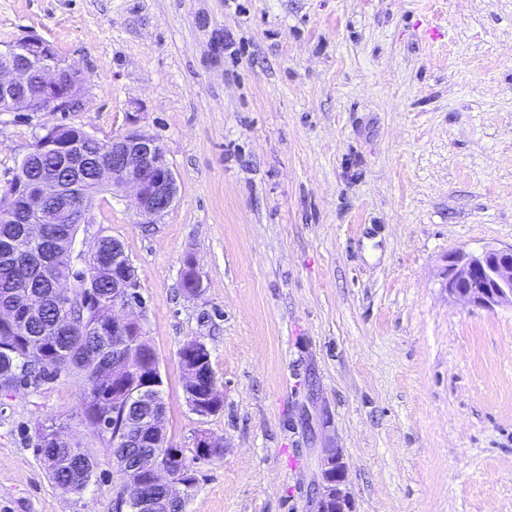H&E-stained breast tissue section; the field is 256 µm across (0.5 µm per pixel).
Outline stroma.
Returning <instances> with one entry per match:
<instances>
[{
  "label": "stroma",
  "mask_w": 512,
  "mask_h": 512,
  "mask_svg": "<svg viewBox=\"0 0 512 512\" xmlns=\"http://www.w3.org/2000/svg\"><path fill=\"white\" fill-rule=\"evenodd\" d=\"M27 34L86 93L0 112V193L55 124L144 131L177 177L154 223L104 192L77 238L137 270L168 445L224 444L183 512H315L328 448L355 512H512V309L442 286L449 253L512 246V0H0V45ZM194 341L223 399L207 417L179 365ZM83 392L67 372L0 390V512H117ZM51 425L97 462L83 492L46 473Z\"/></svg>",
  "instance_id": "35a3bbf8"
}]
</instances>
